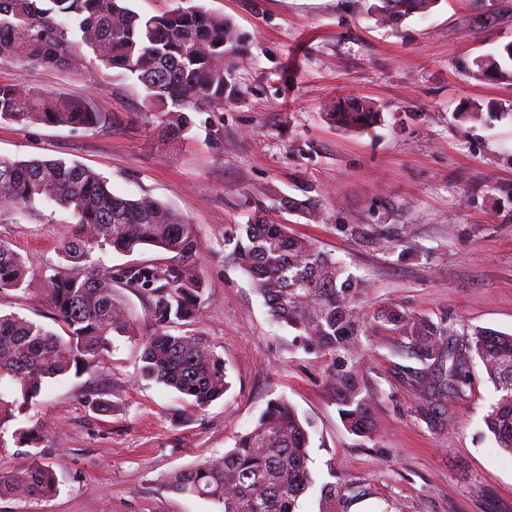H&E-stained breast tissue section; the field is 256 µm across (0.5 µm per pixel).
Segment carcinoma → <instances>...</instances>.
Here are the masks:
<instances>
[{
    "instance_id": "1",
    "label": "carcinoma",
    "mask_w": 512,
    "mask_h": 512,
    "mask_svg": "<svg viewBox=\"0 0 512 512\" xmlns=\"http://www.w3.org/2000/svg\"><path fill=\"white\" fill-rule=\"evenodd\" d=\"M438 0H377L383 20L426 13ZM238 49L233 26L199 5H178L144 17L121 0H0V62L42 66L89 77L118 70L135 77L162 137L181 139L192 112L224 108L232 74L224 57ZM477 74L512 79V42L497 55L474 60ZM346 128L380 120L369 105L328 113ZM103 116L83 97L51 96L22 81L0 84V122L92 129ZM71 212L75 234L62 241L64 265L44 276L61 336L15 313H0V380L13 382L20 406L37 397L48 379L85 369L112 352V333L139 337V378L172 389L202 410L230 389L224 358L199 331L189 328L205 291L195 267L194 230L174 206L150 196L112 193L93 170L56 159L0 157V222L19 224L42 208ZM144 247L172 254L170 262L105 265L109 252L131 255ZM225 258L239 267L263 296L272 320L295 331L291 344L321 363L323 384L346 431L371 441L376 431V384L364 364L361 337L383 336L393 355L438 367L430 388L457 393L470 379V360L482 364L499 393L485 417L498 446L512 455V334L475 328L456 347L453 330L430 317L387 306L364 307L366 286L314 242L293 238L284 224L254 220L224 231ZM33 279L24 258L0 239V294L27 292ZM149 301V330L125 309L121 288ZM310 423L285 398L270 401L256 424L236 436L218 462L174 472L170 491L206 498L218 512H297L315 484L310 471ZM58 489L54 471L37 460L0 473V497L22 493L47 498ZM319 512H336V484L320 488Z\"/></svg>"
}]
</instances>
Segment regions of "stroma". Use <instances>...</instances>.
<instances>
[{
	"label": "stroma",
	"instance_id": "1",
	"mask_svg": "<svg viewBox=\"0 0 512 512\" xmlns=\"http://www.w3.org/2000/svg\"><path fill=\"white\" fill-rule=\"evenodd\" d=\"M235 28L225 58L235 88L220 112L194 113L184 139L165 142L144 115L134 78L87 82L66 70L0 65L57 96L88 97L105 123L21 128L0 124V157L62 159L106 177L114 194L176 205L194 225L206 292L194 327L225 362L230 390L201 410L139 379L138 338L114 336L110 354L47 382L27 413L0 382V472L27 456L58 477L52 497L0 498V512H216L181 496L170 475L218 457L284 396L311 420L315 489L299 512H318L335 463L339 512H512V454L484 417L497 398L481 363L459 393L436 394L417 360L363 337L377 384L378 438L359 447L343 427L313 356L293 351L254 285L224 257V228L258 218L342 259L364 279L367 309L394 304L448 321L457 336L481 326L512 333V81L474 77L476 57L512 41V0H440L427 15L382 24L374 0H195ZM372 103L377 124L336 125V107ZM473 104L492 118L463 122ZM305 203L308 212L286 208ZM1 224L35 279L59 262L73 224ZM0 310L57 329L47 287L0 296ZM112 403L95 410L97 399ZM39 427L36 444L21 427Z\"/></svg>",
	"mask_w": 512,
	"mask_h": 512
}]
</instances>
